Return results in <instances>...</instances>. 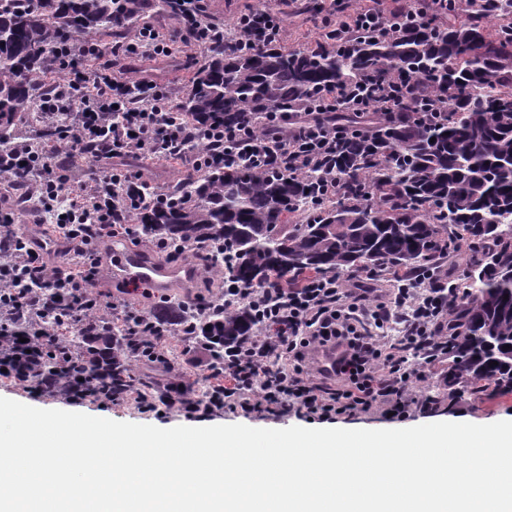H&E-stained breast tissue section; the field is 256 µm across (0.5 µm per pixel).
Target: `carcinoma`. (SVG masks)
Instances as JSON below:
<instances>
[{"mask_svg": "<svg viewBox=\"0 0 512 512\" xmlns=\"http://www.w3.org/2000/svg\"><path fill=\"white\" fill-rule=\"evenodd\" d=\"M149 7L150 0H0V153L12 149L37 86L64 73L59 47L76 50L91 32L119 35ZM389 21L387 36L360 29L348 42L334 33L313 50L247 39L232 49L209 46L176 107L196 126L233 129L250 112L311 109L338 88L367 101L400 79L410 82L418 94L397 98L408 113L402 121L385 126L367 111L350 116L371 134L339 141L328 159L335 204L317 192V173L298 176L274 160L260 169L229 160L182 180L167 203L143 205L133 220L170 244L223 240L227 288L275 280L295 286L341 271L412 277L437 266L448 241L474 243L464 297L448 314L443 380L472 393L491 382L512 393V0H450L446 21L405 13ZM424 97L443 100L448 121L409 117ZM299 211L312 216L289 224ZM153 316L188 328L217 360L255 320L244 306L210 311L208 328L177 307ZM64 342L75 352L74 380L110 355L106 387L127 385L120 325L90 318Z\"/></svg>", "mask_w": 512, "mask_h": 512, "instance_id": "obj_1", "label": "carcinoma"}]
</instances>
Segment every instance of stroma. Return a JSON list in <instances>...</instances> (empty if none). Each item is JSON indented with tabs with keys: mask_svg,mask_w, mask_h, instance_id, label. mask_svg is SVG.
Returning a JSON list of instances; mask_svg holds the SVG:
<instances>
[{
	"mask_svg": "<svg viewBox=\"0 0 512 512\" xmlns=\"http://www.w3.org/2000/svg\"><path fill=\"white\" fill-rule=\"evenodd\" d=\"M338 0H271L270 5L281 23L280 44L286 48H304L317 46L322 40V21L336 15ZM138 27H153L166 33L169 39V58L175 59L174 67L168 68L159 84L162 91L168 93L171 103H179L184 96L192 69L198 63L204 51L201 47L185 44L176 19L168 14L149 11L137 22ZM125 165L130 172L142 174L144 179L158 189L180 180L189 172L186 163L155 158L151 160L126 159ZM0 204L14 207L19 213L22 230L42 238L47 244V258L56 265L66 264L69 256L64 243L57 240L52 232L53 216L43 213L40 223H31L33 209L39 208L37 197L14 199L12 192L0 193ZM445 358H438L431 366L429 378L421 385L422 396L433 398L435 408L429 413L413 412L406 417H393L380 412L362 414L354 417L344 415L333 419L320 418L306 413L273 416L267 413H255L249 416L237 412L225 411L220 416H206L200 423L204 426L243 424L253 428L283 429L291 426L305 428H341V429H400L426 424L429 422H454L460 419L474 424H490L498 421H512V395L494 396L492 392L481 394L462 393L456 403H449L448 389L440 380V371L445 366ZM0 397L12 399L40 409H58L80 412L115 421L149 424L160 428L187 425L188 420L181 413L170 410L166 414L141 410L134 406H110L93 400L72 402L53 395H34L15 385H1Z\"/></svg>",
	"mask_w": 512,
	"mask_h": 512,
	"instance_id": "obj_1",
	"label": "stroma"
}]
</instances>
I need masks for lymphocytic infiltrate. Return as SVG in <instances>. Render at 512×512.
Returning <instances> with one entry per match:
<instances>
[{
    "label": "lymphocytic infiltrate",
    "instance_id": "f902f5d3",
    "mask_svg": "<svg viewBox=\"0 0 512 512\" xmlns=\"http://www.w3.org/2000/svg\"><path fill=\"white\" fill-rule=\"evenodd\" d=\"M203 2L180 0L177 6L183 40L199 47L224 35L223 28L205 23ZM90 53L99 57L98 69L87 71L82 54H73L67 81L43 100L49 115L73 92L82 94L72 126L53 156H45L30 139L15 143L10 156L0 155L1 170L12 172L41 202L62 205L57 229L71 254L66 266L50 264L40 243L25 233L16 236L9 251L0 250V382L74 401L131 403L140 409L163 406L188 417L227 408L245 415L303 409L329 418L372 411L401 415L414 405L430 407V400L415 388L427 377L425 360L447 354L443 330L450 305L460 298L448 291L446 274L438 269L397 280L395 287L384 290L333 277H313L296 287L227 289L225 301L250 307L257 320L220 364L206 345L187 342L189 366L206 373L210 385L202 399L185 390L183 371L164 358L179 328L157 325L145 312L127 311L124 297L106 299L97 289L104 272L97 251L101 240L122 236L171 261L196 252L192 245H163L143 225L132 223L134 209L165 201L166 196L141 176L115 167V160L174 156L198 173L223 164L241 141L247 147L243 162L261 165L269 153L279 151L288 158L289 172L303 175L332 156L337 140L356 135V127L334 118L336 110L353 108L354 103L339 91L319 112H265L249 129L200 131L177 120L167 95L156 91L116 121L112 95H130L132 85L113 75L112 63L101 60L98 46H91ZM101 162L110 163L111 169L91 182L73 185L65 177L79 164ZM47 291L62 300L76 325L95 308L110 317L121 315L140 348L135 361L168 373L165 391L153 395L131 385L102 391L100 382L109 368L104 359L82 383H73L65 347L52 329L40 325L38 303ZM394 314L403 323L395 339L378 331Z\"/></svg>",
    "mask_w": 512,
    "mask_h": 512
}]
</instances>
